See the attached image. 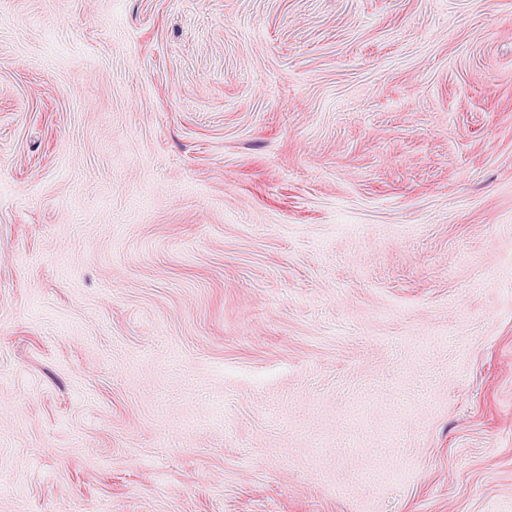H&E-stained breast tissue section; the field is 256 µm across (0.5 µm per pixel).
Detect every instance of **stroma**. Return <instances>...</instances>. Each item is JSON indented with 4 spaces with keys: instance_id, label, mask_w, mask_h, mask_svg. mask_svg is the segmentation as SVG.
<instances>
[{
    "instance_id": "obj_1",
    "label": "stroma",
    "mask_w": 512,
    "mask_h": 512,
    "mask_svg": "<svg viewBox=\"0 0 512 512\" xmlns=\"http://www.w3.org/2000/svg\"><path fill=\"white\" fill-rule=\"evenodd\" d=\"M0 512H512V0H0Z\"/></svg>"
}]
</instances>
